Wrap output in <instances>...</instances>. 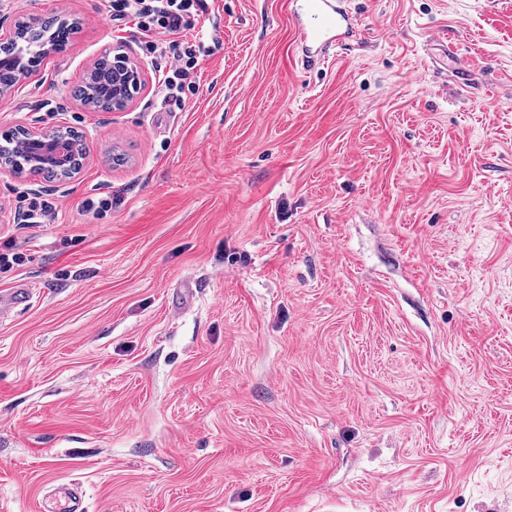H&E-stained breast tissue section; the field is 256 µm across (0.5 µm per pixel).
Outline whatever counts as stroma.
Listing matches in <instances>:
<instances>
[{"instance_id":"1","label":"stroma","mask_w":512,"mask_h":512,"mask_svg":"<svg viewBox=\"0 0 512 512\" xmlns=\"http://www.w3.org/2000/svg\"><path fill=\"white\" fill-rule=\"evenodd\" d=\"M344 6L361 38L310 70L291 0H206L183 36L221 46L166 111L104 0H0L80 21L0 133L87 151L66 183L0 171V290L35 286L0 318V512L72 485L87 512H512V0ZM120 42L145 89L92 111ZM27 192L57 216L19 224Z\"/></svg>"}]
</instances>
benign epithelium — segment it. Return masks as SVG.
I'll list each match as a JSON object with an SVG mask.
<instances>
[{"mask_svg":"<svg viewBox=\"0 0 512 512\" xmlns=\"http://www.w3.org/2000/svg\"><path fill=\"white\" fill-rule=\"evenodd\" d=\"M112 70V102L121 112L138 96L144 81L140 67L124 45L112 47ZM27 137L36 166L18 159L13 165L0 161V168L29 178L59 182H68L81 172L85 153L75 147L76 138L64 129L54 125L42 127L27 132Z\"/></svg>","mask_w":512,"mask_h":512,"instance_id":"1","label":"benign epithelium"}]
</instances>
